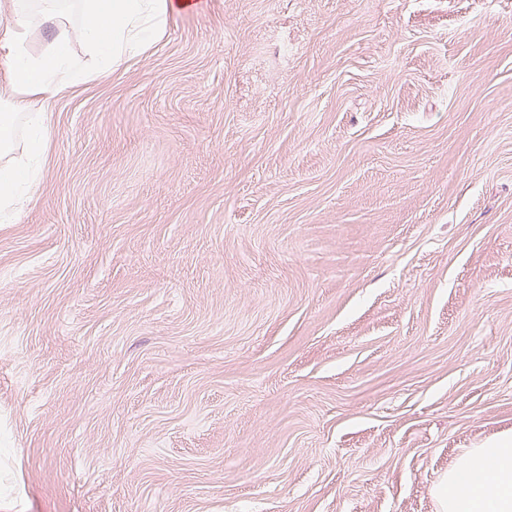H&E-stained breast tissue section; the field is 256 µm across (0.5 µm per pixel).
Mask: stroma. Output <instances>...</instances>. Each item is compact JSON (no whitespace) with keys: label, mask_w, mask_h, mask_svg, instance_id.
Here are the masks:
<instances>
[{"label":"stroma","mask_w":512,"mask_h":512,"mask_svg":"<svg viewBox=\"0 0 512 512\" xmlns=\"http://www.w3.org/2000/svg\"><path fill=\"white\" fill-rule=\"evenodd\" d=\"M47 118L0 512H438L512 438V0H205Z\"/></svg>","instance_id":"obj_1"}]
</instances>
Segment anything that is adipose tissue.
Wrapping results in <instances>:
<instances>
[{
  "label": "adipose tissue",
  "mask_w": 512,
  "mask_h": 512,
  "mask_svg": "<svg viewBox=\"0 0 512 512\" xmlns=\"http://www.w3.org/2000/svg\"><path fill=\"white\" fill-rule=\"evenodd\" d=\"M65 12L58 0H42L38 16L28 0H0V214L14 210L23 184L30 180V161L45 143V106L66 88L94 80L153 46L170 16L191 8V0H71ZM50 25V47L31 52L35 24ZM79 37L96 58L90 68L64 50ZM28 129L25 157L15 160L12 132L16 121ZM434 495L438 512H512V440L489 448L468 449L438 480Z\"/></svg>",
  "instance_id": "obj_1"
}]
</instances>
